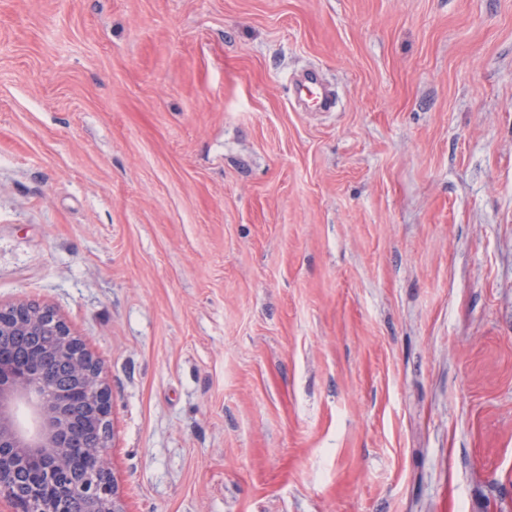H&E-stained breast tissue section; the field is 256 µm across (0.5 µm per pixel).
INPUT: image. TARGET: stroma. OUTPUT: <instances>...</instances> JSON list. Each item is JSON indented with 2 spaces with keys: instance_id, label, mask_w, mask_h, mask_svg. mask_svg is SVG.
Listing matches in <instances>:
<instances>
[{
  "instance_id": "obj_1",
  "label": "stroma",
  "mask_w": 512,
  "mask_h": 512,
  "mask_svg": "<svg viewBox=\"0 0 512 512\" xmlns=\"http://www.w3.org/2000/svg\"><path fill=\"white\" fill-rule=\"evenodd\" d=\"M21 300L127 512H512V0H0ZM296 98L309 107L330 111L335 107V97L323 84L316 71L308 72L296 86Z\"/></svg>"
}]
</instances>
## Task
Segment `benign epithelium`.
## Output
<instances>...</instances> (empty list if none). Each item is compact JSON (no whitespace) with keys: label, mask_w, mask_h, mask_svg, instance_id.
<instances>
[{"label":"benign epithelium","mask_w":512,"mask_h":512,"mask_svg":"<svg viewBox=\"0 0 512 512\" xmlns=\"http://www.w3.org/2000/svg\"><path fill=\"white\" fill-rule=\"evenodd\" d=\"M49 320L56 339L36 349L32 361L18 362L4 350L15 336L43 335ZM47 360L70 362L74 385L57 389L34 368ZM111 399L100 362L54 308L30 301L0 305V502H8L10 512H64L76 497L84 512H127L108 452ZM78 401L96 405L97 412L76 420L71 406ZM79 433L93 436L85 448L95 462L91 470L71 464ZM21 467L39 475L22 497L14 485Z\"/></svg>","instance_id":"7a95c632"}]
</instances>
